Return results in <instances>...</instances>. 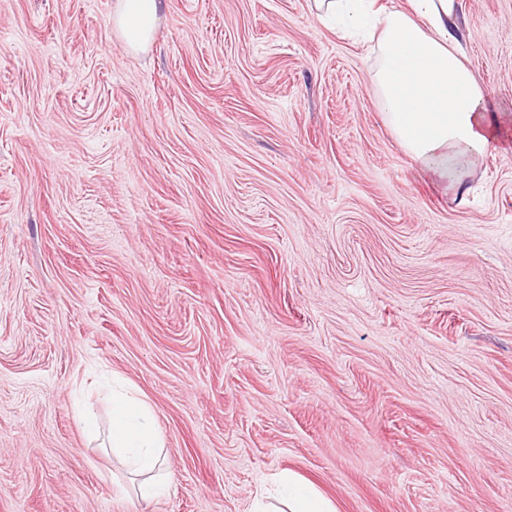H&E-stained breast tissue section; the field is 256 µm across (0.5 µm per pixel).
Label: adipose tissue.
Wrapping results in <instances>:
<instances>
[{
	"instance_id": "obj_1",
	"label": "adipose tissue",
	"mask_w": 512,
	"mask_h": 512,
	"mask_svg": "<svg viewBox=\"0 0 512 512\" xmlns=\"http://www.w3.org/2000/svg\"><path fill=\"white\" fill-rule=\"evenodd\" d=\"M163 0H116L112 29L128 52H147ZM374 0H313L320 18H336L343 31L380 24L377 84L389 127L420 172L457 193L463 177L491 151L512 150V129L488 111L485 92L460 54L458 0H408L407 9L376 14ZM160 432L152 407L131 391L112 392V449L147 480L139 497L163 495L169 483L160 456ZM285 512H338L311 482L284 471L273 478Z\"/></svg>"
}]
</instances>
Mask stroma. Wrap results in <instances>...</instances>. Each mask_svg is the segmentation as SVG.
<instances>
[{
  "label": "stroma",
  "instance_id": "stroma-1",
  "mask_svg": "<svg viewBox=\"0 0 512 512\" xmlns=\"http://www.w3.org/2000/svg\"><path fill=\"white\" fill-rule=\"evenodd\" d=\"M0 0V512H512V151L419 173L310 0ZM512 126V0H462ZM153 408L144 503L100 386ZM164 0H116L112 29L128 52H147L155 37ZM272 481L281 487L286 505L285 510L276 509V512H338L334 502L315 485L291 471L276 474Z\"/></svg>",
  "mask_w": 512,
  "mask_h": 512
}]
</instances>
